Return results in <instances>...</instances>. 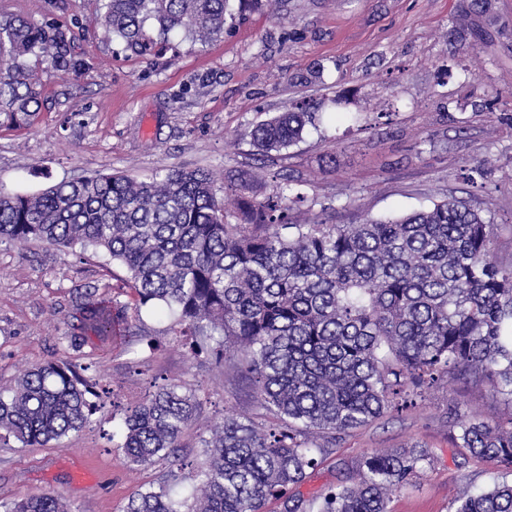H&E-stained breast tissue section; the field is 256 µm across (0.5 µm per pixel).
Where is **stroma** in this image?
Listing matches in <instances>:
<instances>
[{"label":"stroma","mask_w":512,"mask_h":512,"mask_svg":"<svg viewBox=\"0 0 512 512\" xmlns=\"http://www.w3.org/2000/svg\"><path fill=\"white\" fill-rule=\"evenodd\" d=\"M465 0H282L277 12L230 0L238 14L221 37L182 40L176 53L139 56L101 33L102 0H0V20L24 17L66 29L78 71L30 58L39 77L31 126L0 128V188L43 190L64 180L177 167L215 177L216 193L241 172L300 176L311 215L330 224L400 215L458 197L498 226L497 252L512 253V0H493L488 40L466 46L448 30ZM305 103L303 139L262 154L249 131ZM484 175L469 180L472 168ZM126 272L103 255L37 242H0V389L18 370L53 358L95 361L108 393L62 443L0 447V498L54 493L76 512H123L137 491L203 459L200 439L255 410L250 385L192 358L173 342L168 317L145 310L127 344L72 350L56 326L75 323L85 286L126 301ZM198 381L201 410L177 461L131 470L120 447L125 408L152 378ZM493 422L512 403L460 380L429 390L419 408L337 435L295 494L312 500L358 478L368 453L417 443L432 462L399 490L392 512H449L461 481L484 487L500 468L467 458L450 439L449 401Z\"/></svg>","instance_id":"35a3bbf8"}]
</instances>
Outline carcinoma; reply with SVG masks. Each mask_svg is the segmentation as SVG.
<instances>
[{
	"label": "carcinoma",
	"mask_w": 512,
	"mask_h": 512,
	"mask_svg": "<svg viewBox=\"0 0 512 512\" xmlns=\"http://www.w3.org/2000/svg\"><path fill=\"white\" fill-rule=\"evenodd\" d=\"M230 0H105L104 36L136 55L177 49L174 37L224 34ZM457 38L487 32L453 21ZM68 32L26 18L0 21V115L21 128L37 118L36 74L26 60L58 49L56 67L80 62L61 52ZM303 104L253 127L258 151L281 152L303 138ZM247 174L219 198L212 173L184 168L60 182L37 193L0 190V240L38 241L60 252L105 254L127 274L131 301H98L88 285L84 329L122 341L128 311L154 308L172 319L176 340L253 386L268 428L226 416L201 437L203 461L183 496L167 480L137 491L125 512H262L300 486L330 433L366 426L418 406L427 390L461 377L512 402V254L501 256L498 225L463 198L361 224L292 221L305 202L302 180L283 176L271 192ZM238 221H228V205ZM70 358L20 371L0 392V441L45 447L82 429L106 392ZM200 404L186 382L162 384L124 411L120 445L133 470L180 447ZM454 416L453 441L492 460L501 479L465 483L451 512H512V426L479 414ZM431 463L421 446L369 453L359 479L288 512H389L391 496ZM0 512H72L43 493L0 500Z\"/></svg>",
	"instance_id": "1"
}]
</instances>
